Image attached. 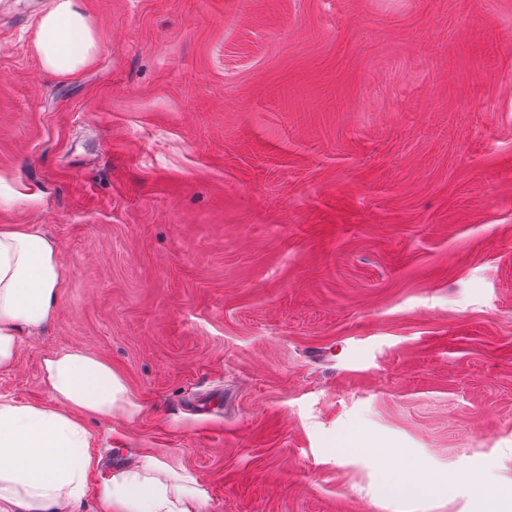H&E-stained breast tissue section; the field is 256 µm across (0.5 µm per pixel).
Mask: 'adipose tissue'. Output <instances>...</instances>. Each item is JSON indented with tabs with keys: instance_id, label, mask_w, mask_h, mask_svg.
I'll use <instances>...</instances> for the list:
<instances>
[{
	"instance_id": "ef3b65f1",
	"label": "adipose tissue",
	"mask_w": 512,
	"mask_h": 512,
	"mask_svg": "<svg viewBox=\"0 0 512 512\" xmlns=\"http://www.w3.org/2000/svg\"><path fill=\"white\" fill-rule=\"evenodd\" d=\"M45 69L72 74L99 51L97 32L83 0H50L36 29ZM64 272L54 241L37 225L0 226V370L11 369L20 332L36 333L53 319ZM46 404L0 396V512H73L86 494L95 464L82 415L134 413L122 379L103 360L80 349L47 357ZM453 480L431 475L418 462L386 473L382 493L407 504L447 494ZM100 512H202L195 477L174 472L154 456L104 480Z\"/></svg>"
}]
</instances>
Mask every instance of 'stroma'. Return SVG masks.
Returning <instances> with one entry per match:
<instances>
[{"mask_svg": "<svg viewBox=\"0 0 512 512\" xmlns=\"http://www.w3.org/2000/svg\"><path fill=\"white\" fill-rule=\"evenodd\" d=\"M46 2L0 0V225L66 275L0 396L124 381L77 512L142 452L205 512H471L378 494L416 460L511 494L512 0H84L68 75ZM35 45L51 72L73 74L89 65L100 43L83 0H51L37 24Z\"/></svg>", "mask_w": 512, "mask_h": 512, "instance_id": "stroma-1", "label": "stroma"}]
</instances>
